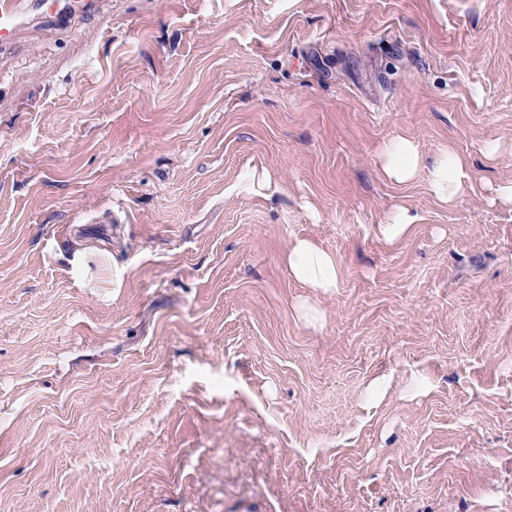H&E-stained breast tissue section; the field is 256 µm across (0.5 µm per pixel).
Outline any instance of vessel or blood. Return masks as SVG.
Masks as SVG:
<instances>
[{
	"label": "vessel or blood",
	"instance_id": "vessel-or-blood-1",
	"mask_svg": "<svg viewBox=\"0 0 512 512\" xmlns=\"http://www.w3.org/2000/svg\"><path fill=\"white\" fill-rule=\"evenodd\" d=\"M96 0H0V51L10 48L21 25L31 17L59 22L91 12Z\"/></svg>",
	"mask_w": 512,
	"mask_h": 512
}]
</instances>
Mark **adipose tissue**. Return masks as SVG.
<instances>
[{
	"mask_svg": "<svg viewBox=\"0 0 512 512\" xmlns=\"http://www.w3.org/2000/svg\"><path fill=\"white\" fill-rule=\"evenodd\" d=\"M382 175L395 183L425 178L438 204L454 205L472 189L475 176L468 162L451 147H443L432 159H425L407 138L387 141L379 155ZM290 275L308 287L322 292L336 288L339 266L334 255L315 242L298 239L291 243L285 257Z\"/></svg>",
	"mask_w": 512,
	"mask_h": 512,
	"instance_id": "adipose-tissue-1",
	"label": "adipose tissue"
}]
</instances>
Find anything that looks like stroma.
Masks as SVG:
<instances>
[{
    "instance_id": "1",
    "label": "stroma",
    "mask_w": 512,
    "mask_h": 512,
    "mask_svg": "<svg viewBox=\"0 0 512 512\" xmlns=\"http://www.w3.org/2000/svg\"><path fill=\"white\" fill-rule=\"evenodd\" d=\"M396 135L453 147L473 191L384 179ZM510 182L512 0L25 26L0 52V512H512ZM298 238L333 292L291 277ZM415 221L414 215L407 209L400 208L377 225V235L384 243L392 245L409 234ZM285 260L290 275L309 288L330 292L337 287L339 266L336 258L315 242L295 240L289 246Z\"/></svg>"
}]
</instances>
